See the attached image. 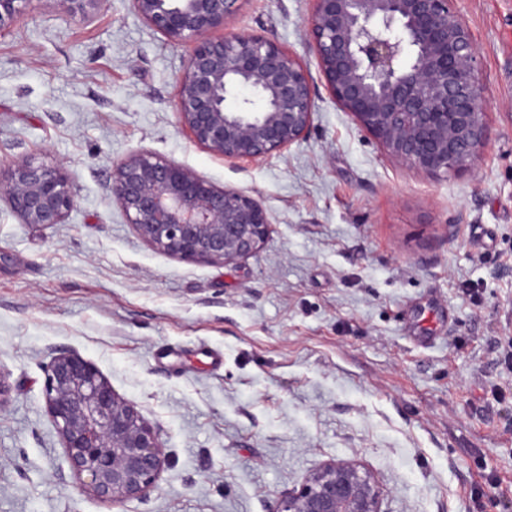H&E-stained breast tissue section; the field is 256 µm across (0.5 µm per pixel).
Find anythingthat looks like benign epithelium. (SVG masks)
<instances>
[{
    "label": "benign epithelium",
    "instance_id": "obj_1",
    "mask_svg": "<svg viewBox=\"0 0 512 512\" xmlns=\"http://www.w3.org/2000/svg\"><path fill=\"white\" fill-rule=\"evenodd\" d=\"M38 0H0V31ZM84 21L100 0H64ZM173 46L190 44L175 86L179 123L208 152L258 160L303 139L315 113L307 70L274 41L220 35L244 0H131ZM315 55L336 104L387 152L432 176L473 168L488 139L477 48L454 0H314ZM112 198L153 249L232 263L264 242L271 223L246 193L139 151L113 167ZM24 224H63L73 180L30 156L0 169V199ZM47 414L81 488L110 503L139 500L167 463L159 430L80 354L61 350L45 370ZM274 512H382L377 479L354 460H329Z\"/></svg>",
    "mask_w": 512,
    "mask_h": 512
}]
</instances>
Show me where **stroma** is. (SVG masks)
Here are the masks:
<instances>
[{"label": "stroma", "mask_w": 512, "mask_h": 512, "mask_svg": "<svg viewBox=\"0 0 512 512\" xmlns=\"http://www.w3.org/2000/svg\"><path fill=\"white\" fill-rule=\"evenodd\" d=\"M478 49L490 136L472 171L432 176L336 105L313 0H244L310 74L308 136L259 160L197 145L174 94L190 46L131 0L74 19L41 0L0 33V164L62 162L65 223L0 201V512H273L331 460L379 481L382 512H512V0H455ZM135 151L249 194L271 231L229 264L155 251L112 200ZM61 349L94 363L157 428L146 498L107 503L71 474L45 408Z\"/></svg>", "instance_id": "1"}]
</instances>
